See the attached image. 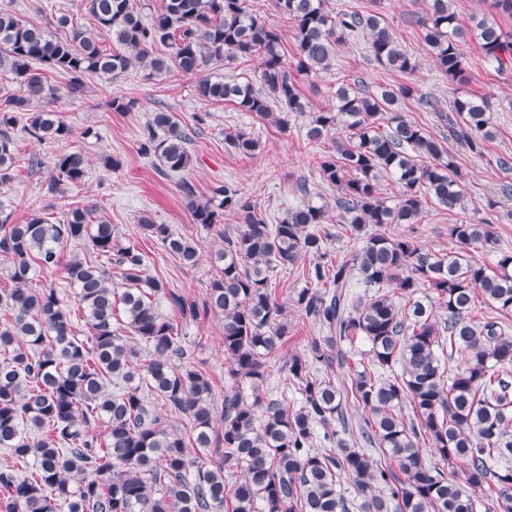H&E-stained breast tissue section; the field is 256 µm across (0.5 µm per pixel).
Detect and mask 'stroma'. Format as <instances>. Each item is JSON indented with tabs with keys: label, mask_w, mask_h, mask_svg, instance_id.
<instances>
[{
	"label": "stroma",
	"mask_w": 512,
	"mask_h": 512,
	"mask_svg": "<svg viewBox=\"0 0 512 512\" xmlns=\"http://www.w3.org/2000/svg\"><path fill=\"white\" fill-rule=\"evenodd\" d=\"M82 0H0V8L16 12L36 24H55L66 16L83 26L91 20L81 7ZM428 0H383L387 20L401 44L418 60L414 73L403 74L384 69L374 63L360 40L340 46L333 67L303 81L301 89L311 103L312 111L332 105L331 90L342 83L369 88L382 85H408L410 97L400 99L397 108L406 118L424 127L442 140L455 157L462 182L466 187V210H448L427 204L420 223L391 224V234H408L424 249L443 254L455 249L448 235L449 225L461 221L488 220L502 249L512 250V198L500 193L502 184H512V67L504 71L485 62L477 42L462 46L468 82L465 92L490 96L495 136L483 153L471 152L456 140L446 121L448 106L457 92L436 68L425 50L414 18L422 13ZM68 76L47 74L45 86L50 98L72 129L70 138L62 142H37L22 126H15L17 147L13 178L0 186V213L10 223H24L31 212L61 219L65 208H88L93 217L110 222L120 245L131 246L145 256L148 275L160 279L166 287L190 301H202L218 267L211 255L223 247L220 231H233L234 215L224 217L222 230L216 231L192 223L177 190L180 179L191 180L201 195H210L219 186L240 190L256 201L268 223H278L285 212L302 199L319 204H333L336 190L322 181L319 162L331 146L330 140L307 141L303 127L307 116L292 115L287 129H279L257 120L236 106L211 104L195 92L196 79L177 72L156 80L145 79L133 69L119 77L92 74L82 80L80 93H69ZM116 96L134 99L131 111L116 112L111 107ZM433 101L435 109L425 108ZM167 110L180 123L192 122L195 115L205 121L189 150L192 164L184 173L161 174L153 156L139 151L140 134L154 112ZM242 131L258 137L261 148L255 155L244 156L231 149L226 134ZM68 152L84 156L86 173L79 186L67 187L64 194L47 190L54 172L56 155ZM121 160L119 169L109 170L103 156ZM150 215L156 223L169 225L175 235L192 239L199 248L196 265L186 266L169 254L160 242L144 238L138 226L142 215ZM303 285L299 268L290 267L276 275V297L285 308L288 334L277 351L267 357L270 373L267 389L273 397L295 407L300 396L288 380L284 367L292 355L308 352L312 338L320 331L304 322L291 303ZM159 313L172 321L186 351L185 364L209 376L212 401L216 409L224 407V391L229 387L230 363L224 357V319L207 315L197 320L181 318L165 300H158Z\"/></svg>",
	"instance_id": "obj_1"
}]
</instances>
